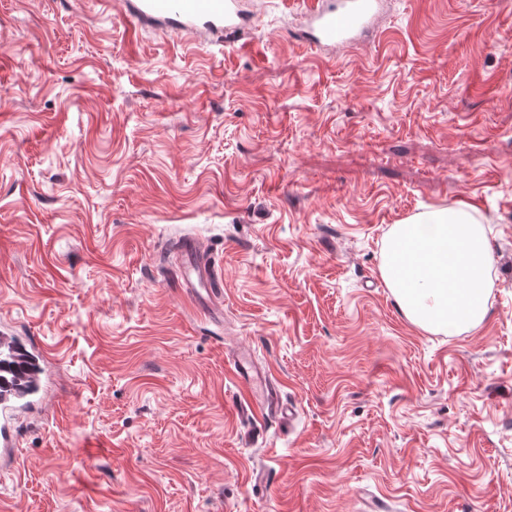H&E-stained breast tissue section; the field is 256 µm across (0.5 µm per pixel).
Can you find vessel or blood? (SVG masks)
Here are the masks:
<instances>
[{"label": "vessel or blood", "mask_w": 512, "mask_h": 512, "mask_svg": "<svg viewBox=\"0 0 512 512\" xmlns=\"http://www.w3.org/2000/svg\"><path fill=\"white\" fill-rule=\"evenodd\" d=\"M122 4L135 29L150 27L215 42L245 29L252 17L245 0H122ZM383 9V0H311L296 36L323 51L347 49L375 33ZM177 249L184 287H206L212 297L221 294L222 283L214 275L211 255L191 239L178 242ZM234 371L255 389L247 403L249 411L259 414L269 409L273 395L267 372L249 356L237 359Z\"/></svg>", "instance_id": "vessel-or-blood-1"}]
</instances>
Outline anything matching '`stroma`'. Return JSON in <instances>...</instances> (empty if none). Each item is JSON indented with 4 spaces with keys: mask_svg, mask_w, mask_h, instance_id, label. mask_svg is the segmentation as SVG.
Instances as JSON below:
<instances>
[{
    "mask_svg": "<svg viewBox=\"0 0 512 512\" xmlns=\"http://www.w3.org/2000/svg\"><path fill=\"white\" fill-rule=\"evenodd\" d=\"M250 4L218 47L0 0V336L42 346L0 506L512 512V0H387L337 55L295 39L305 0ZM448 206L492 250L453 336L380 275L393 225ZM184 236L222 310L181 288ZM243 351L295 409L262 445Z\"/></svg>",
    "mask_w": 512,
    "mask_h": 512,
    "instance_id": "obj_1",
    "label": "stroma"
}]
</instances>
